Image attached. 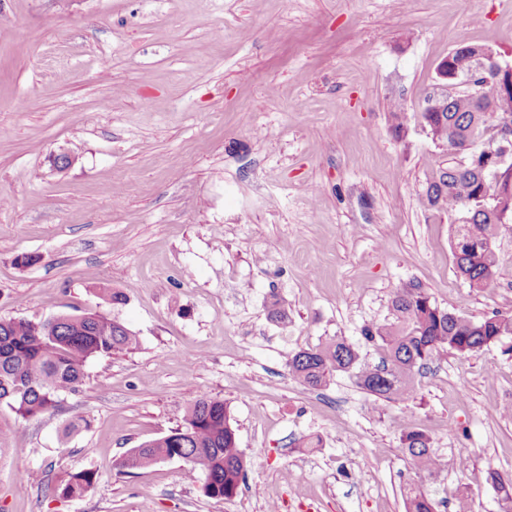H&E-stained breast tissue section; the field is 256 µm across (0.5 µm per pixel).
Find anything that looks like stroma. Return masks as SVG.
Returning a JSON list of instances; mask_svg holds the SVG:
<instances>
[{
  "instance_id": "1",
  "label": "stroma",
  "mask_w": 512,
  "mask_h": 512,
  "mask_svg": "<svg viewBox=\"0 0 512 512\" xmlns=\"http://www.w3.org/2000/svg\"><path fill=\"white\" fill-rule=\"evenodd\" d=\"M470 44L512 63V5L0 0V320L92 310L139 340L89 360L56 412L0 404V512H405L418 481L436 512L463 491L470 512H498L489 475L512 480V415L488 409L512 404V337L440 355L375 412L349 375L312 390L288 374L299 349L359 343L403 283L470 319L512 308V228L495 282L470 289L447 213L418 196L446 158L418 114ZM204 394L247 457L235 498L206 497L178 459L117 472ZM77 417L88 428L65 434ZM403 425L431 437L441 471L418 477ZM83 469L90 491L54 492Z\"/></svg>"
}]
</instances>
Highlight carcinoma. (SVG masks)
<instances>
[{"label":"carcinoma","instance_id":"cac0c4a2","mask_svg":"<svg viewBox=\"0 0 512 512\" xmlns=\"http://www.w3.org/2000/svg\"><path fill=\"white\" fill-rule=\"evenodd\" d=\"M480 49L467 45L448 54L442 61L448 82L470 71ZM491 107L498 109V116L512 119V86L496 78L492 69L485 73L479 100L456 95L440 112L419 113L432 141L448 154V162H440L433 171L422 197L432 209L462 216L452 225L451 250L456 274L473 290L488 287L497 274L495 243L505 227L501 215L512 211V165L497 177L489 172V154H468L463 164L455 155L467 154L479 137L493 146L496 120ZM390 309L392 316L386 322L366 324L360 330L364 342L380 351L379 363H360L356 345L337 337L292 354L288 359L292 377L316 389L333 376L348 373L373 402H399L411 397L415 372L436 356L450 352L467 357L512 336V310L468 319L440 306L417 284L396 287ZM136 346L135 334L102 314L58 315L53 323L0 321V404L23 419L53 411L61 393L75 392L82 385L90 359ZM400 443L419 473L430 476L440 469L441 459L424 431L404 426ZM165 458L182 460L189 474L204 476L202 491L211 499L233 498L245 478V454L227 407L208 395L187 407L181 425L150 448L130 449L115 466L124 474ZM491 479L500 493L499 512H512V481L504 482L494 473ZM94 483L95 473L84 469L60 479L54 491L77 498ZM405 507L406 512H435L433 498L421 484L407 487Z\"/></svg>","mask_w":512,"mask_h":512}]
</instances>
